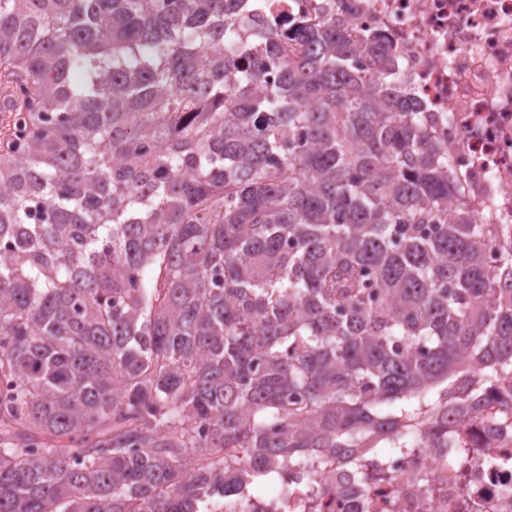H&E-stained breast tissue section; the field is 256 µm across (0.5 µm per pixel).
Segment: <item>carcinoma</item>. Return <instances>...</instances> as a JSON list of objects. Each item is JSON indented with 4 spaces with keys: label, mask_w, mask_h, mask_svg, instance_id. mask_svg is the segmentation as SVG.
<instances>
[{
    "label": "carcinoma",
    "mask_w": 512,
    "mask_h": 512,
    "mask_svg": "<svg viewBox=\"0 0 512 512\" xmlns=\"http://www.w3.org/2000/svg\"><path fill=\"white\" fill-rule=\"evenodd\" d=\"M263 2L0 0V512H256L512 410V224L379 36ZM251 65L253 67L262 68L274 83L278 72V56L276 53L264 43L259 44L250 55Z\"/></svg>",
    "instance_id": "obj_1"
}]
</instances>
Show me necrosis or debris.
Here are the masks:
<instances>
[{"mask_svg":"<svg viewBox=\"0 0 512 512\" xmlns=\"http://www.w3.org/2000/svg\"><path fill=\"white\" fill-rule=\"evenodd\" d=\"M353 36L379 34L394 53L400 88L435 115L466 198L487 224L512 223V0H336ZM457 414L467 464L454 448L368 453L371 480L347 460L323 459L317 488L297 481L289 512H512V427Z\"/></svg>","mask_w":512,"mask_h":512,"instance_id":"obj_1","label":"necrosis or debris"}]
</instances>
